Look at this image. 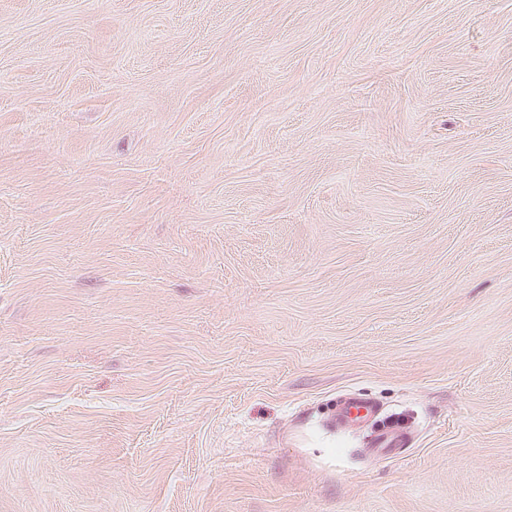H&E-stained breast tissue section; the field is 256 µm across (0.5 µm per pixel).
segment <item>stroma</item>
I'll return each mask as SVG.
<instances>
[{"label":"stroma","mask_w":512,"mask_h":512,"mask_svg":"<svg viewBox=\"0 0 512 512\" xmlns=\"http://www.w3.org/2000/svg\"><path fill=\"white\" fill-rule=\"evenodd\" d=\"M0 512H512V0H0ZM380 416V408L370 399L348 395L336 407L335 425L344 430L362 423L375 421ZM408 442V433L400 423L384 425L371 440L370 451L378 454H392L398 456L403 453Z\"/></svg>","instance_id":"stroma-1"}]
</instances>
